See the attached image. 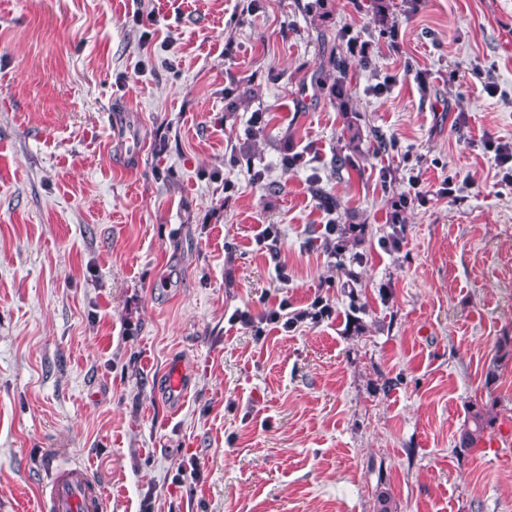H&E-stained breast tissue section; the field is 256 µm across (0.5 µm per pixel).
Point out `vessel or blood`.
I'll use <instances>...</instances> for the list:
<instances>
[{
  "instance_id": "1",
  "label": "vessel or blood",
  "mask_w": 512,
  "mask_h": 512,
  "mask_svg": "<svg viewBox=\"0 0 512 512\" xmlns=\"http://www.w3.org/2000/svg\"><path fill=\"white\" fill-rule=\"evenodd\" d=\"M166 386L174 400L183 401L185 369L182 363L169 364L166 372ZM50 512H104L105 500L102 491L96 487L84 466L71 465L58 471L47 489Z\"/></svg>"
}]
</instances>
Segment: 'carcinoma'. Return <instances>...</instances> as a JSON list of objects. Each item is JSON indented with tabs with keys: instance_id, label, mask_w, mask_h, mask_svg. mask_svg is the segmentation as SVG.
<instances>
[{
	"instance_id": "cac0c4a2",
	"label": "carcinoma",
	"mask_w": 512,
	"mask_h": 512,
	"mask_svg": "<svg viewBox=\"0 0 512 512\" xmlns=\"http://www.w3.org/2000/svg\"><path fill=\"white\" fill-rule=\"evenodd\" d=\"M336 72L339 76L336 79L335 94L338 100L339 109L342 112L348 111L349 96L344 88L347 70L344 64H336ZM367 225L365 224H336L334 222L323 225L318 235L319 246L328 256L336 259V271L344 273L347 281L343 283V292L349 298V310L345 317V332L349 335L363 333L365 324L361 314L365 313L364 304L360 303L359 281L353 265H360L363 262L364 253L358 251V247L365 242ZM332 313L328 304L322 299L315 300L311 306L302 310L292 317V322L311 320L318 323L330 316ZM494 420L483 408L473 405L468 411L467 424L461 430L458 446L454 452L459 456L466 455L474 446L484 440L489 430L493 428Z\"/></svg>"
}]
</instances>
